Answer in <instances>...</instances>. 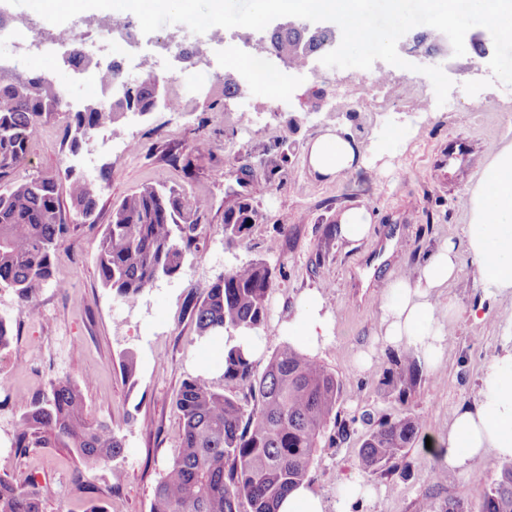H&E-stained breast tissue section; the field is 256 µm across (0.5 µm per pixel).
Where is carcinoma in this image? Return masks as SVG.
<instances>
[{
  "mask_svg": "<svg viewBox=\"0 0 512 512\" xmlns=\"http://www.w3.org/2000/svg\"><path fill=\"white\" fill-rule=\"evenodd\" d=\"M331 30L307 35L314 54L330 40ZM296 32L275 29L265 52L292 57ZM95 79L106 90L125 80L122 62L93 66ZM154 78L134 86L132 94L110 101L89 99L87 112L61 113L66 89L52 76L36 71L0 74V288L17 298V312L32 311L36 293L52 276L59 242L71 231L63 214L61 183H66L70 208L83 220L97 207L99 186L68 167L64 172L13 181L15 168L26 158L39 127L64 117L61 148L75 155L88 137L121 123L134 110L154 112ZM256 211L240 202L224 216L228 245L244 243ZM192 208L172 187L144 185L112 209L98 254L103 287L127 303L162 277L182 269L195 241ZM277 286L276 268L265 261L238 264L212 283L191 289L189 304L201 337L256 332L261 329L270 292ZM17 317L0 315V353L10 349ZM243 394L224 393L222 384ZM341 381L322 361L291 345L270 356L262 374L255 361L236 346L224 347L219 380L206 375L186 378L176 398L182 421L178 448L154 490L150 512H277L278 502L306 477L323 441L331 444L350 435L337 425ZM15 399L25 404L15 448L26 455L34 448H67L90 464L114 462L125 453L124 438L102 420L89 418L82 387L67 377L49 380V391ZM253 406L246 408L245 402ZM415 416L382 419L364 436L359 462L375 472L403 462L415 441ZM494 487L480 512H512V461L498 467ZM0 512H42L34 478L24 482L0 477Z\"/></svg>",
  "mask_w": 512,
  "mask_h": 512,
  "instance_id": "cac0c4a2",
  "label": "carcinoma"
}]
</instances>
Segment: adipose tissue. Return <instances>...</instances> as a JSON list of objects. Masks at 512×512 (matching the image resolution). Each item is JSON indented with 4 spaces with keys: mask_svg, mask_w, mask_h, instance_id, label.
Masks as SVG:
<instances>
[{
    "mask_svg": "<svg viewBox=\"0 0 512 512\" xmlns=\"http://www.w3.org/2000/svg\"><path fill=\"white\" fill-rule=\"evenodd\" d=\"M313 172L333 179L363 164L353 141L327 133L307 148ZM479 181L466 201L469 220L464 245L446 242L430 255L415 278L390 281L379 320L383 340L416 350L425 366L438 370L453 335L457 313L446 289L459 271L461 254H468L474 279L487 297L512 296V143L491 149L478 160ZM334 316L321 292L303 294L295 315L282 322L279 334L311 353L332 341ZM434 454L449 473L468 472L486 455L512 459V351L486 369L476 407L457 409L448 434L435 443Z\"/></svg>",
    "mask_w": 512,
    "mask_h": 512,
    "instance_id": "obj_1",
    "label": "adipose tissue"
}]
</instances>
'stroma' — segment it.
Here are the masks:
<instances>
[{"instance_id":"stroma-1","label":"stroma","mask_w":512,"mask_h":512,"mask_svg":"<svg viewBox=\"0 0 512 512\" xmlns=\"http://www.w3.org/2000/svg\"><path fill=\"white\" fill-rule=\"evenodd\" d=\"M247 34L244 27L227 29L225 42L212 44L193 67L166 52L158 71L162 90L182 95L183 113L162 109L129 119L112 128L111 140L94 139L76 157L61 149L62 121L45 123L34 135L15 181L72 166L95 178L101 190L94 222L77 220L60 242L51 280L38 291L33 312L17 314L12 347L0 354V476L34 477L44 512H86L93 498L105 512H150L157 481L179 445L176 396L183 381L216 356L212 341L197 332L188 292L231 266L263 260L275 266L278 285L269 297L265 356L257 369L282 347L278 328L295 314L304 292L320 289L334 315L333 340L317 357L341 381L337 410L350 435L320 448L308 473L326 506H334L342 476L359 471L364 434L382 417L411 414L420 430L405 465L364 474L378 495L355 512H416L425 498L439 508L455 499L467 512H478L498 476L497 460L489 455L480 461L483 480L463 473L440 485L431 472L438 459L426 442L446 435L456 409L477 405L487 366L512 349V330L501 319L512 312V298H486L469 256H462L448 288L458 308L453 340L436 374L414 349L385 343L378 320L387 279L416 276L447 240H462L468 217L461 200L478 179L471 158L512 141V85L493 77L492 36L484 27L471 28L460 57L435 50L421 59L402 50L409 66L397 69V76L426 87L430 79L412 71V64L460 69L448 94L456 108L436 105L418 116L376 120L367 104L335 99L340 68L296 70L269 57L270 69L288 78L286 89L270 96L249 68ZM10 59L19 69L51 73L72 102L89 97L90 77L65 64L60 47L33 62L15 53ZM228 78L239 87L236 96L224 94ZM476 100L484 102L482 111L473 109ZM244 103L254 107L251 119L239 112ZM328 132L354 140L368 166L332 181L310 171L306 148ZM200 139L210 148L198 156L193 147ZM126 141L134 142L133 151H120ZM147 184L175 188L197 206L198 248L178 276L159 280L131 307L102 287L97 256L113 206ZM244 199L257 217L245 245L231 248L224 241V215ZM360 207L373 216L371 236L359 243L341 239V213ZM125 352L137 362L133 385L119 370ZM362 352L371 354L370 367L357 366ZM55 375L81 384L91 417L111 421L123 436L120 480H113L111 466L85 465L63 448L19 456L14 434L26 407L13 394L42 392ZM395 378L406 382V396L393 389Z\"/></svg>"}]
</instances>
